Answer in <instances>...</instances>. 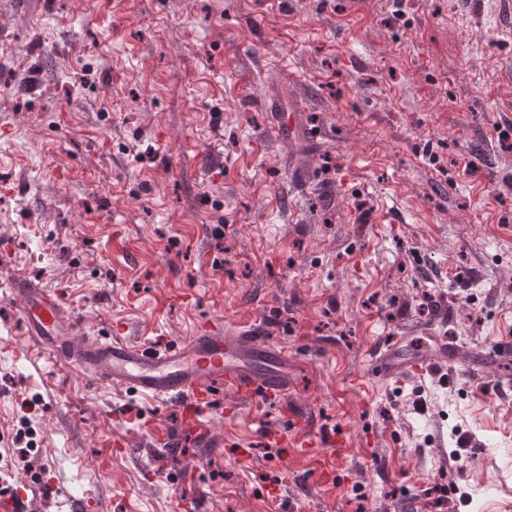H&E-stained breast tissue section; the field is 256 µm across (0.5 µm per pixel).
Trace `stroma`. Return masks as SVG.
<instances>
[{
  "mask_svg": "<svg viewBox=\"0 0 512 512\" xmlns=\"http://www.w3.org/2000/svg\"><path fill=\"white\" fill-rule=\"evenodd\" d=\"M403 9L0 0V492L29 512H512L494 364L366 378L373 344L512 342V33L497 0ZM20 278L83 338L122 322L166 348L263 318L287 404L347 439L346 466L325 482L270 451L276 401L213 402L224 445L198 447L176 403L28 335Z\"/></svg>",
  "mask_w": 512,
  "mask_h": 512,
  "instance_id": "stroma-1",
  "label": "stroma"
}]
</instances>
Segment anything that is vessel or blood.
Segmentation results:
<instances>
[{"instance_id":"b4317fda","label":"vessel or blood","mask_w":512,"mask_h":512,"mask_svg":"<svg viewBox=\"0 0 512 512\" xmlns=\"http://www.w3.org/2000/svg\"><path fill=\"white\" fill-rule=\"evenodd\" d=\"M15 291L22 300L23 323L29 335L90 372L134 393H147L162 402H179L185 411V428L199 444L212 440L209 423L198 407L213 402L217 394L241 400L275 399L288 393V377L280 355L271 349L259 326H227L212 321L185 342L164 350L125 341L121 336L76 337L77 319L44 288L20 281ZM452 351L441 336H417L406 344L380 347L371 362L374 379L384 382L402 374L420 373L425 367L448 364ZM290 428L277 436L278 447L290 453H306L326 445L329 461L318 468L336 469L349 450L342 435L329 434L315 440L298 437L304 418L294 413Z\"/></svg>"}]
</instances>
